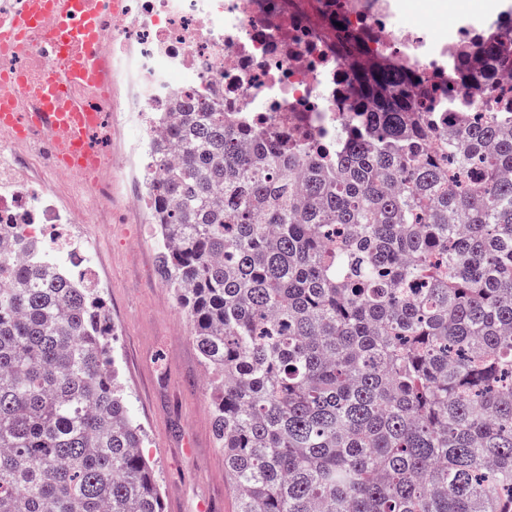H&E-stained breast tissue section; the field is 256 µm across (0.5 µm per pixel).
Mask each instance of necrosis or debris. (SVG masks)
Here are the masks:
<instances>
[{
    "label": "necrosis or debris",
    "instance_id": "obj_1",
    "mask_svg": "<svg viewBox=\"0 0 512 512\" xmlns=\"http://www.w3.org/2000/svg\"><path fill=\"white\" fill-rule=\"evenodd\" d=\"M339 12L322 11L318 0H122L115 14H104L101 36L107 55L120 54L134 65L136 82L125 109L146 118L139 144L148 154L159 130L151 118L173 109L175 98L200 95L223 102L263 132L288 145L326 148L348 115L351 96L341 81L349 56L336 37L337 23L368 34L365 56H382L431 74L445 84L472 28L424 31L396 29L398 0H339ZM41 32L30 33L22 55L28 90L19 94L22 111L33 109L35 91L46 70L64 71L67 55L42 50ZM49 135L33 130L19 141L0 132V240L37 236L55 255L78 252L80 276L93 281L95 245L91 237L47 236L46 225L71 224L73 212L60 204L52 187H36L23 173L32 149ZM54 173L71 195L83 199L98 224L112 221V182L100 173Z\"/></svg>",
    "mask_w": 512,
    "mask_h": 512
}]
</instances>
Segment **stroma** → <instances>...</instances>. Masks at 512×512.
Listing matches in <instances>:
<instances>
[{
  "label": "stroma",
  "instance_id": "35a3bbf8",
  "mask_svg": "<svg viewBox=\"0 0 512 512\" xmlns=\"http://www.w3.org/2000/svg\"><path fill=\"white\" fill-rule=\"evenodd\" d=\"M506 0H400V22L447 29L455 20L495 14ZM126 87H112V221L93 225L96 277L113 336L109 354L131 411L146 433L164 512H238L213 426L215 393L192 326L159 275L160 250L150 210L130 206L142 193L136 162L142 135L136 113L122 111Z\"/></svg>",
  "mask_w": 512,
  "mask_h": 512
}]
</instances>
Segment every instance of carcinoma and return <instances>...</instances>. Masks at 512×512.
Instances as JSON below:
<instances>
[{"label":"carcinoma","instance_id":"carcinoma-1","mask_svg":"<svg viewBox=\"0 0 512 512\" xmlns=\"http://www.w3.org/2000/svg\"><path fill=\"white\" fill-rule=\"evenodd\" d=\"M455 78L512 71V9ZM352 56L332 155L224 104L159 112L161 275L216 378L238 512H512V109L432 120V78ZM440 144L429 151L427 144ZM0 247V512H163L98 291Z\"/></svg>","mask_w":512,"mask_h":512}]
</instances>
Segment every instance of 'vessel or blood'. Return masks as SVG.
I'll use <instances>...</instances> for the list:
<instances>
[{
  "mask_svg": "<svg viewBox=\"0 0 512 512\" xmlns=\"http://www.w3.org/2000/svg\"><path fill=\"white\" fill-rule=\"evenodd\" d=\"M119 0H22L12 17L0 22V51L22 47L31 29L42 30L45 44L56 49L61 33H68L73 62L67 74L46 71L37 90L41 112L18 111L13 96L0 97V129L22 137L34 127L52 135L56 154L73 174L98 167L99 152L88 139L101 120L93 107L70 101L66 87L72 83L100 86L106 80V61L100 53L98 22L103 12H118Z\"/></svg>",
  "mask_w": 512,
  "mask_h": 512,
  "instance_id": "vessel-or-blood-1",
  "label": "vessel or blood"
}]
</instances>
